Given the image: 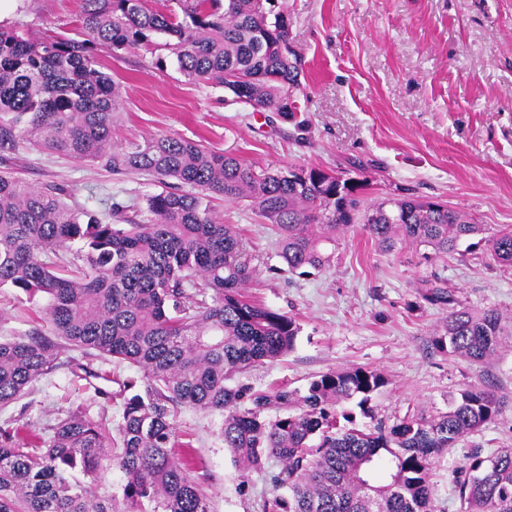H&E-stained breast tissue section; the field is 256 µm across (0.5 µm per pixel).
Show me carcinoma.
<instances>
[{
  "mask_svg": "<svg viewBox=\"0 0 512 512\" xmlns=\"http://www.w3.org/2000/svg\"><path fill=\"white\" fill-rule=\"evenodd\" d=\"M277 0H81L83 39H32L0 27V151L36 150L84 160L114 174L146 173L162 191L145 205L112 203L111 220L56 184L35 187L0 170V287L46 299L43 325L0 341V409L67 366L87 380L100 360L125 363L140 380L117 382V424L81 404L50 434L8 419L0 425V512H116L98 479L119 469L123 512H212L179 442L180 408L223 417L220 435L240 477L264 473V512H435L434 468L448 449L493 422L504 400L492 386L448 397V410L419 411L391 425L358 427L335 406L356 396L368 414L385 377L364 367L323 373L306 388L256 392L251 368L290 352L295 318L245 292L255 269L233 224L212 201H249L278 235V271L319 270L336 231L364 225L387 253L415 246L437 257L484 245L512 270V228L495 232L447 204L415 196L364 205L359 184L319 168L258 171L198 141L157 135L116 143L121 89L93 52L163 46L189 78L220 85L259 112L297 110L291 19ZM422 299L448 309L433 347L487 364L512 339V319L459 304L440 279ZM88 363L60 361L61 343ZM286 409L274 417L271 409ZM455 493L464 512H512V448L473 451Z\"/></svg>",
  "mask_w": 512,
  "mask_h": 512,
  "instance_id": "obj_1",
  "label": "carcinoma"
}]
</instances>
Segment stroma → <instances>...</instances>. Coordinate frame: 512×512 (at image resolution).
Listing matches in <instances>:
<instances>
[{
	"instance_id": "obj_1",
	"label": "stroma",
	"mask_w": 512,
	"mask_h": 512,
	"mask_svg": "<svg viewBox=\"0 0 512 512\" xmlns=\"http://www.w3.org/2000/svg\"><path fill=\"white\" fill-rule=\"evenodd\" d=\"M292 20V48L301 62L297 112H256L224 88L181 73L173 54L157 68L156 53L100 47L96 53L123 87L118 141L168 134L232 152L256 168L316 167L362 182L364 198L413 193L434 197L495 230L512 227V0H280ZM79 0H0V26L32 37L69 32ZM35 186L58 183L79 205L130 204L158 186L144 174L115 175L50 153L0 156ZM225 223L243 235L256 276L249 295L293 316L299 333L290 353L242 377L258 391L305 388L316 376L361 366L386 384L370 402L343 403L358 424L393 423L423 409H448L452 392L495 384L503 412L481 433L449 449L437 464L435 503L461 512L451 493L453 469L474 450L512 447V349L475 365L437 352L430 339L444 310L421 298L422 281L445 280L471 308L512 317V273L478 249L424 259L406 247L380 252L362 225L339 234L330 266L274 274L277 235L248 202L215 201ZM44 300L0 287V339L34 325ZM97 418L118 421L120 399L95 397L86 381L62 368L34 392L0 411L46 431L82 403ZM220 418L182 409L177 429L190 439L192 475L214 512H263L272 472L241 480L218 436Z\"/></svg>"
}]
</instances>
